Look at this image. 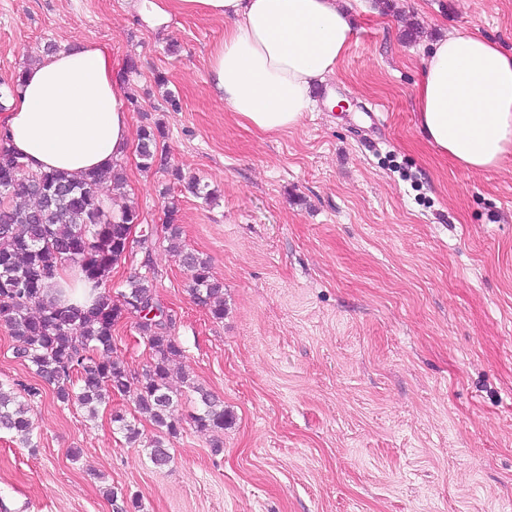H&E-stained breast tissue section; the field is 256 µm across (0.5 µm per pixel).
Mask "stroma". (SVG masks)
I'll return each instance as SVG.
<instances>
[{
  "label": "stroma",
  "mask_w": 512,
  "mask_h": 512,
  "mask_svg": "<svg viewBox=\"0 0 512 512\" xmlns=\"http://www.w3.org/2000/svg\"><path fill=\"white\" fill-rule=\"evenodd\" d=\"M351 16L315 110L263 134L207 82L224 19L177 14L156 34L126 0H0V84L90 40L136 92L133 132L159 127L171 172L132 153L121 170L151 242L105 288L152 277L182 348L167 467L149 459L157 430L133 394L92 418L45 385L37 447L0 432V512H512V156L466 171L427 144L413 107L437 39L464 29L512 49V0H351ZM169 195L182 245L224 286L222 321L168 249ZM113 336L112 358L142 373L135 318ZM199 386L232 413L224 432L192 422Z\"/></svg>",
  "instance_id": "stroma-1"
}]
</instances>
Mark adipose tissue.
Returning <instances> with one entry per match:
<instances>
[{
  "instance_id": "1",
  "label": "adipose tissue",
  "mask_w": 512,
  "mask_h": 512,
  "mask_svg": "<svg viewBox=\"0 0 512 512\" xmlns=\"http://www.w3.org/2000/svg\"><path fill=\"white\" fill-rule=\"evenodd\" d=\"M158 32L174 13L224 18L210 52L209 82L244 125L296 127L313 87L336 71L352 35L346 0H130ZM427 143L475 172L512 155V53L468 31L434 44L415 97ZM0 134L30 170L74 176L105 170L133 143L126 89L97 43L46 54L26 67L0 116Z\"/></svg>"
}]
</instances>
